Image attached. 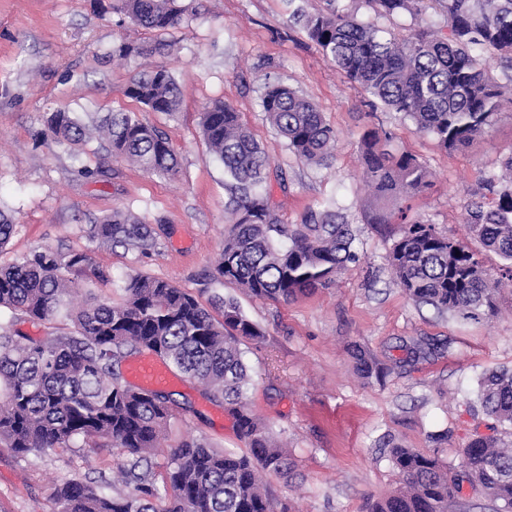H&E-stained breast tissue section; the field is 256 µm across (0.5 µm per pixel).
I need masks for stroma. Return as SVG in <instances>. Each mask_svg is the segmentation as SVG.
<instances>
[{
    "label": "stroma",
    "instance_id": "stroma-1",
    "mask_svg": "<svg viewBox=\"0 0 512 512\" xmlns=\"http://www.w3.org/2000/svg\"><path fill=\"white\" fill-rule=\"evenodd\" d=\"M187 9L171 30L166 54L122 59L124 42H147L155 32L135 27L112 10V0H0V210L16 231L0 251L7 265L40 247L61 254L87 253L108 282L85 274L75 281L101 296L117 295L128 274L169 281L203 304L235 298L265 338L244 346L252 380L251 410L271 429L296 463V475L264 481L288 512H366L373 500L400 482L381 437L458 465L459 450L493 424L475 406L478 377L512 368V289L500 292L501 311L471 321L410 300L387 262L397 227L373 224L363 174L360 139L365 129L390 134V149L415 155L433 184L407 200V214L463 239L466 209L490 201L488 183L512 153V116L502 117L469 147L441 149L402 113L371 107L291 18L288 0H179ZM340 9L399 40L426 27L444 33L446 18L432 10L390 17L366 0H338ZM167 70L182 97L178 112L149 110L128 98L133 76ZM282 82L314 102L336 131L327 168L298 162L266 121L260 107L267 84ZM220 99L240 112L270 160L268 183L279 223L337 200L357 235L359 262L335 284L283 302L259 299L218 278L224 244L228 179L200 135L201 114ZM59 109L95 125L106 113H136L162 131L173 147L176 177L145 173L114 159L98 133L72 145L47 136L44 115ZM132 211L152 228L148 252L92 240L89 224L112 211ZM434 346L412 361V343ZM361 347L385 369L364 381L350 352ZM160 390L178 393L169 444L202 439L240 452L234 420L199 384L168 371ZM450 431L447 443L433 434ZM126 461L115 448L55 450L23 457L0 439V512H53L52 494L62 479L111 474Z\"/></svg>",
    "mask_w": 512,
    "mask_h": 512
}]
</instances>
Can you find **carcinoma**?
<instances>
[{
    "label": "carcinoma",
    "mask_w": 512,
    "mask_h": 512,
    "mask_svg": "<svg viewBox=\"0 0 512 512\" xmlns=\"http://www.w3.org/2000/svg\"><path fill=\"white\" fill-rule=\"evenodd\" d=\"M382 15L433 8L448 20V35L422 31L398 41L372 24L359 23L327 0L310 12L297 7L293 19L318 50L377 104L410 118L419 132L453 151L485 135L512 105V76L501 83L487 72L481 52L500 54L512 70V0H367ZM113 9L136 26L163 33L180 26L186 8L177 0H115ZM157 39L122 44V58L163 54ZM125 93L154 112L178 109L180 90L164 69L142 72ZM266 120L301 162L323 165L333 156L336 134L323 112L293 88L270 83L261 98ZM46 130L57 140L79 144L89 130L73 112L46 114ZM201 134L231 178L225 205L229 228L216 266L224 282L251 295L288 302L324 288L359 261L349 224L333 206L310 212L299 224H280L267 188L269 159L239 113L222 101L208 104ZM110 154L137 163L148 174L173 177L178 160L167 137L132 112L106 119ZM365 176L375 201L371 224L391 223L383 211L431 186L430 173L416 156L386 148L378 132L361 138ZM492 204L476 203L464 219L468 238L496 254L503 264L492 274L467 242L439 234L434 225L407 219L400 225L387 261L406 295L463 320L498 313V294L512 286V154L503 161ZM16 229L0 210V249ZM88 236L111 245L154 246L149 225L116 210L90 225ZM97 281L109 274L91 265L84 252L62 255L50 248L0 266V312L14 320L53 325L40 338L0 329V439L24 457L50 449L117 448L127 461L121 482L129 488L99 493L93 481L69 480L54 492L56 512H276L262 483L266 471L287 478L294 462L245 402L249 383L242 345L264 339L262 328L236 302L220 306L221 317L174 284L141 273L127 276L114 301L82 292L70 274ZM148 351L200 383L224 402L247 453L219 450L199 439L168 451L163 488L153 478L150 458L166 447L179 402L170 394L133 387L120 364ZM356 370L369 381L383 367L360 348L352 351ZM477 400L497 427L460 449V470L435 455L390 440L393 468L402 483L371 502L367 512H448L463 484L512 512V369L491 372L478 383Z\"/></svg>",
    "instance_id": "cac0c4a2"
}]
</instances>
